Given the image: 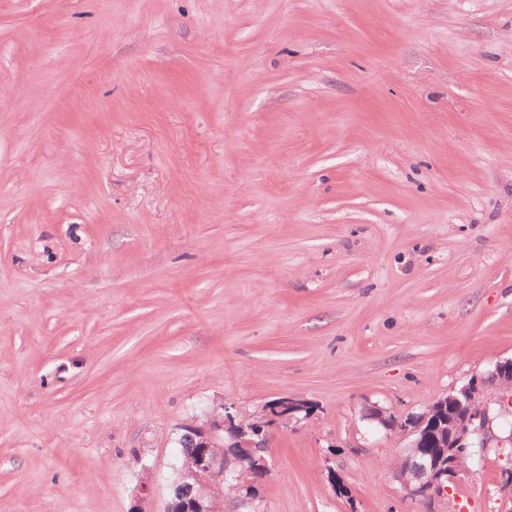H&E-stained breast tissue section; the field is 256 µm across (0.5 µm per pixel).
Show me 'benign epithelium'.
<instances>
[{
	"label": "benign epithelium",
	"mask_w": 512,
	"mask_h": 512,
	"mask_svg": "<svg viewBox=\"0 0 512 512\" xmlns=\"http://www.w3.org/2000/svg\"><path fill=\"white\" fill-rule=\"evenodd\" d=\"M498 389L501 398L512 402V358L497 361L483 380L468 382L458 389L444 393V398L458 409V414L448 420V439L453 448L448 450V461L431 459L423 454H409L396 477L403 492L431 507L448 493V485L456 482L462 468L453 458V449L464 445L469 448H485L492 438L490 430L487 391ZM435 413L434 405L414 416L405 426L397 425L393 431L400 433L417 447L415 436L422 433ZM309 416L304 407L288 395L264 405L258 424L270 429L286 430ZM238 426L237 414L221 406L211 412L206 425L189 424L187 428L198 430L204 438V449L181 468V476L187 487L174 489L169 494L165 512H223L224 508V454L215 451L224 431Z\"/></svg>",
	"instance_id": "obj_1"
}]
</instances>
